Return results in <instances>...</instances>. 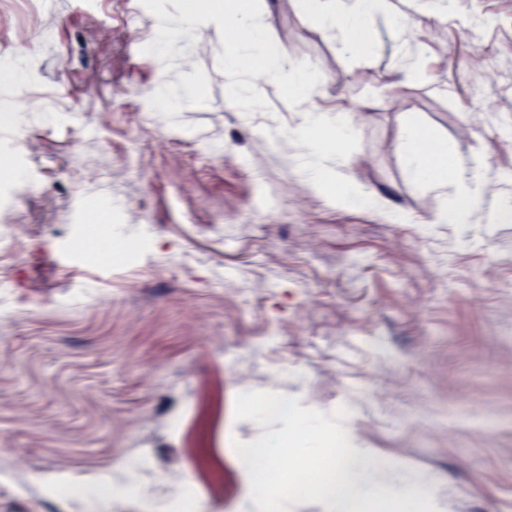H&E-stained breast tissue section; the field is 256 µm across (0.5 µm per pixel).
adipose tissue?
Listing matches in <instances>:
<instances>
[{
    "instance_id": "1",
    "label": "adipose tissue",
    "mask_w": 512,
    "mask_h": 512,
    "mask_svg": "<svg viewBox=\"0 0 512 512\" xmlns=\"http://www.w3.org/2000/svg\"><path fill=\"white\" fill-rule=\"evenodd\" d=\"M316 18L333 31L337 42L344 48H353L357 43L356 20L377 12L392 13L396 24H403L405 15L393 13L389 0H314ZM247 30L249 39L232 40L225 54V70L228 74L242 73L245 58L258 57L264 63V77L293 94L299 106L298 121L292 131L301 140L304 148L303 162L308 167L310 181L320 184L327 168L324 160L327 151L320 144V134L327 133L337 141L345 143L353 136V128L341 109L336 107L306 104V93L317 82L315 71L307 65L287 66L276 55L265 48V34L254 13L243 0H215L206 9L196 8L187 0L178 25L161 19L157 31L164 35L166 43H173L177 28H206L217 31L228 25ZM424 134L420 129L410 128L405 132L398 148L413 177L432 187H447L455 184L457 192L450 202L444 203L432 214L434 224H467L474 210L483 199L487 169L450 156L445 143L433 142L431 148L420 145Z\"/></svg>"
}]
</instances>
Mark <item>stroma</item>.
Segmentation results:
<instances>
[{
	"instance_id": "obj_1",
	"label": "stroma",
	"mask_w": 512,
	"mask_h": 512,
	"mask_svg": "<svg viewBox=\"0 0 512 512\" xmlns=\"http://www.w3.org/2000/svg\"><path fill=\"white\" fill-rule=\"evenodd\" d=\"M266 45L321 79L309 104L356 129L335 173L403 213L340 207L287 165L297 122L273 82L260 110L225 94L223 34L182 30L157 56L156 21L183 0H0V158L23 180L0 236V512H84L59 479L108 481L128 464L162 505L203 512L244 495L235 442L263 426L239 393L300 397L395 463L378 486L423 474L437 512H512V222L492 205L466 235L429 218L441 197L409 172L407 127L492 172L512 194V0H416L408 28L375 14L345 54L307 0H251ZM27 44L18 53L19 44ZM201 79L159 120L161 80ZM102 172L90 183L83 162ZM278 208H253L259 191ZM103 214L111 234L83 237ZM140 240L128 265L123 237ZM84 238L81 258L66 246ZM496 412L494 427L481 421Z\"/></svg>"
}]
</instances>
